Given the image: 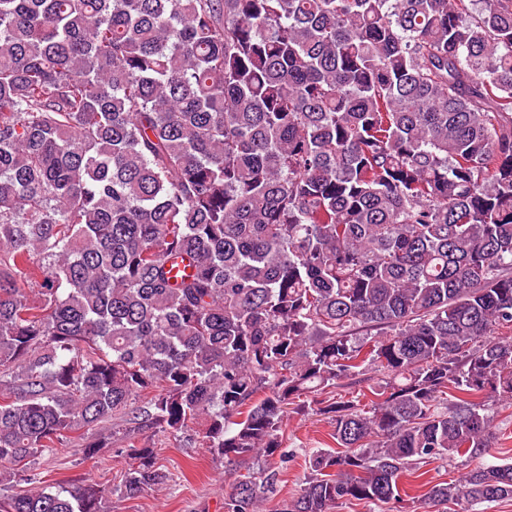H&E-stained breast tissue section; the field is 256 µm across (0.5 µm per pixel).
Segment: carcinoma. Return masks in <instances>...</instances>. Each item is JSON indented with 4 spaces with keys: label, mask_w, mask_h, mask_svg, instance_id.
<instances>
[{
    "label": "carcinoma",
    "mask_w": 512,
    "mask_h": 512,
    "mask_svg": "<svg viewBox=\"0 0 512 512\" xmlns=\"http://www.w3.org/2000/svg\"><path fill=\"white\" fill-rule=\"evenodd\" d=\"M512 0H0V482L120 416L261 512L512 499ZM374 374L369 408L317 399ZM451 389V399L442 398ZM466 468L409 496L403 478ZM95 483L0 512H101ZM491 401L497 439L495 447L480 462L485 465L512 462V400ZM331 427L328 420L319 414L292 417L284 426L283 436L289 449L297 450V457L282 469L279 475L280 493L272 501L265 504V512H281L288 499L299 489V484L305 472L304 457L299 448H317L321 443H328L333 448L336 444L328 438Z\"/></svg>",
    "instance_id": "obj_1"
}]
</instances>
